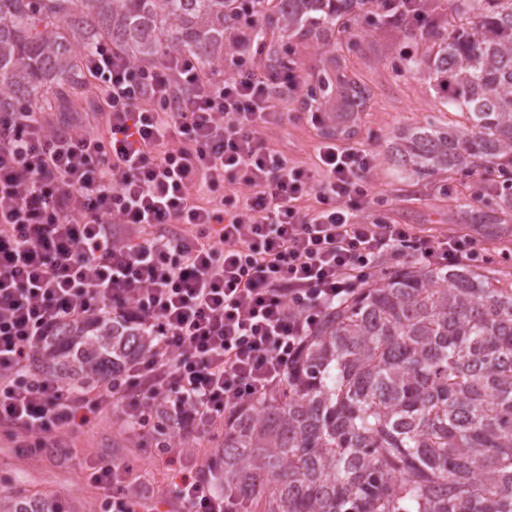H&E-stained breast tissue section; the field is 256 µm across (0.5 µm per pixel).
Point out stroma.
<instances>
[{
	"mask_svg": "<svg viewBox=\"0 0 512 512\" xmlns=\"http://www.w3.org/2000/svg\"><path fill=\"white\" fill-rule=\"evenodd\" d=\"M363 15L352 34L339 36L335 49L325 50L305 38L291 42V59L302 77L316 73L335 57L349 78L369 90L365 109L351 121L349 133L336 135L334 122L328 117L321 124H312L303 107L302 94L280 88L276 101L288 118L281 127L270 131L272 147L290 164L310 168L315 164V147L323 139L367 145L378 153L379 159L371 172L374 195L357 211L358 221L409 224L433 236L469 234L490 256L493 266L502 273H512V222L493 231L482 224L466 223L460 211L465 203L475 212L491 214L496 175L402 174L385 159L398 130L460 119L429 89L424 73L401 69L404 57L426 54L436 32L457 26L449 0H440L437 22L427 27L411 28L384 19L376 0H368ZM51 112L57 124H79L101 132L106 129L105 117L98 110V91L90 81L77 94L53 105ZM119 424V417H112L93 429L65 438L62 450L36 454L17 447L0 427V480L32 494L55 492L77 512H93L99 492L87 477L88 464L129 459L137 464L132 480L146 512H178L167 491V468L154 442L145 433L123 434Z\"/></svg>",
	"mask_w": 512,
	"mask_h": 512,
	"instance_id": "obj_1",
	"label": "stroma"
}]
</instances>
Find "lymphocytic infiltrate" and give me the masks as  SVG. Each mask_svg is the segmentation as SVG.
Returning a JSON list of instances; mask_svg holds the SVG:
<instances>
[{
  "mask_svg": "<svg viewBox=\"0 0 512 512\" xmlns=\"http://www.w3.org/2000/svg\"><path fill=\"white\" fill-rule=\"evenodd\" d=\"M248 39L238 33L226 76L182 52L143 66L100 46L87 71L104 135L44 112L0 115V424L26 447H58L115 408L140 432L158 406L171 437L202 439L275 391L305 336L381 260L486 261L468 234L355 222L373 192L371 149L322 140L314 169L272 150L287 115L271 86L298 78L256 70ZM227 183L247 195L201 204ZM108 315L150 329V351L79 389L39 370L35 351L55 328ZM164 454L181 512H235L178 469L179 448ZM89 471L100 512H137L129 465Z\"/></svg>",
  "mask_w": 512,
  "mask_h": 512,
  "instance_id": "f902f5d3",
  "label": "lymphocytic infiltrate"
}]
</instances>
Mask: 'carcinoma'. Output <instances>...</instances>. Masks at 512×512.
<instances>
[{"instance_id": "carcinoma-1", "label": "carcinoma", "mask_w": 512, "mask_h": 512, "mask_svg": "<svg viewBox=\"0 0 512 512\" xmlns=\"http://www.w3.org/2000/svg\"><path fill=\"white\" fill-rule=\"evenodd\" d=\"M367 0H260L251 30L336 43ZM241 0H0V112H40L82 84L111 44L138 62L168 51L217 68L244 23ZM462 24L405 59L467 122L394 136L388 160L422 176L496 172L512 218V0H452ZM367 91L331 68L306 83L336 133ZM142 326L90 318L37 350L76 388L151 349ZM202 472L241 512H512V278L489 267L379 266L306 337L280 387L224 419ZM0 512H64L0 488Z\"/></svg>"}]
</instances>
